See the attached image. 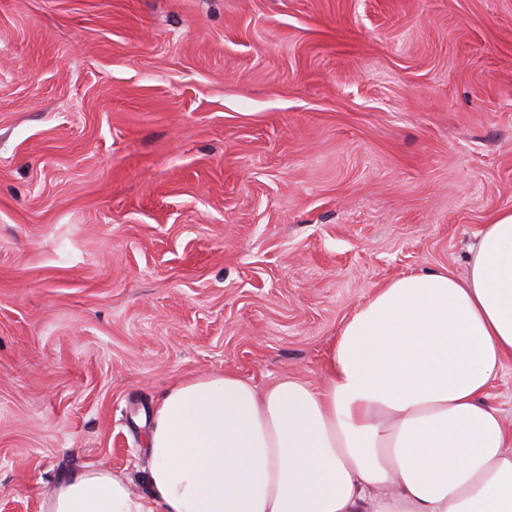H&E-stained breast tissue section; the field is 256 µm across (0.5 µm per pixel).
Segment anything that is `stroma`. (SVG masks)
I'll return each instance as SVG.
<instances>
[{
    "instance_id": "obj_1",
    "label": "stroma",
    "mask_w": 512,
    "mask_h": 512,
    "mask_svg": "<svg viewBox=\"0 0 512 512\" xmlns=\"http://www.w3.org/2000/svg\"><path fill=\"white\" fill-rule=\"evenodd\" d=\"M506 210L512 0H0V512L178 381L320 382Z\"/></svg>"
}]
</instances>
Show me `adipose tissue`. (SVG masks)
Here are the masks:
<instances>
[{
	"label": "adipose tissue",
	"mask_w": 512,
	"mask_h": 512,
	"mask_svg": "<svg viewBox=\"0 0 512 512\" xmlns=\"http://www.w3.org/2000/svg\"><path fill=\"white\" fill-rule=\"evenodd\" d=\"M512 357V211L458 277L424 270L343 321L314 385L232 370L169 387L143 424L137 493L88 465L43 512H512V438L488 389Z\"/></svg>",
	"instance_id": "adipose-tissue-1"
}]
</instances>
